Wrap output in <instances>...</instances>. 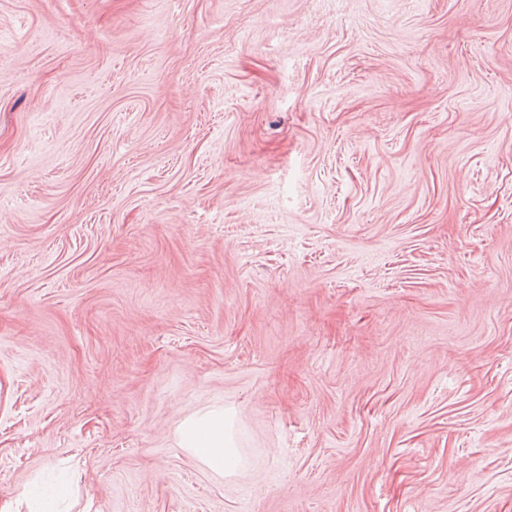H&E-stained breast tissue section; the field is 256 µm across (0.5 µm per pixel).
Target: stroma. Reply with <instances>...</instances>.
Listing matches in <instances>:
<instances>
[{"label":"stroma","mask_w":512,"mask_h":512,"mask_svg":"<svg viewBox=\"0 0 512 512\" xmlns=\"http://www.w3.org/2000/svg\"><path fill=\"white\" fill-rule=\"evenodd\" d=\"M56 480L512 512V0H0V504ZM180 445L211 473L231 476L240 462L228 413L210 410L184 419L178 426Z\"/></svg>","instance_id":"1"}]
</instances>
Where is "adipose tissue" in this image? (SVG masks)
Listing matches in <instances>:
<instances>
[{"mask_svg":"<svg viewBox=\"0 0 512 512\" xmlns=\"http://www.w3.org/2000/svg\"><path fill=\"white\" fill-rule=\"evenodd\" d=\"M180 445L211 473L230 476L240 462L230 417L210 410L184 419L178 427Z\"/></svg>","mask_w":512,"mask_h":512,"instance_id":"1","label":"adipose tissue"}]
</instances>
